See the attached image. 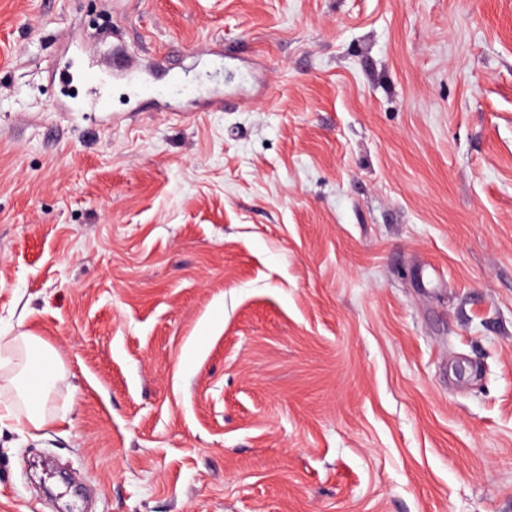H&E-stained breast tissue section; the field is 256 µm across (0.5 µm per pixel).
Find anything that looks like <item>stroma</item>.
<instances>
[{
    "mask_svg": "<svg viewBox=\"0 0 512 512\" xmlns=\"http://www.w3.org/2000/svg\"><path fill=\"white\" fill-rule=\"evenodd\" d=\"M23 332L0 512H512V0H0ZM13 355H19L21 359L19 370L9 379V383L16 390V398L11 405L5 407V413L0 414V422L6 418L19 426L30 427L35 431L42 430L49 422L44 411L49 393L64 379V374L55 365L53 352L36 336L25 333L11 339L0 336V368L11 363ZM38 362H46L48 368L36 372L35 365ZM34 386L41 392L40 402L36 405L29 401V392Z\"/></svg>",
    "mask_w": 512,
    "mask_h": 512,
    "instance_id": "1",
    "label": "stroma"
}]
</instances>
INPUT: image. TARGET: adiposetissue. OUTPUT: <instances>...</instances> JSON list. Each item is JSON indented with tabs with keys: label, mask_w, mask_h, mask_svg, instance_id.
<instances>
[{
	"label": "adipose tissue",
	"mask_w": 512,
	"mask_h": 512,
	"mask_svg": "<svg viewBox=\"0 0 512 512\" xmlns=\"http://www.w3.org/2000/svg\"><path fill=\"white\" fill-rule=\"evenodd\" d=\"M15 358L20 361L19 369L9 382L16 391V398L6 406L4 416L17 425L42 430L48 423L44 406L31 404L29 392L36 388L42 395H49L64 374L56 366L53 352L35 336L23 333L0 343V368Z\"/></svg>",
	"instance_id": "obj_1"
}]
</instances>
